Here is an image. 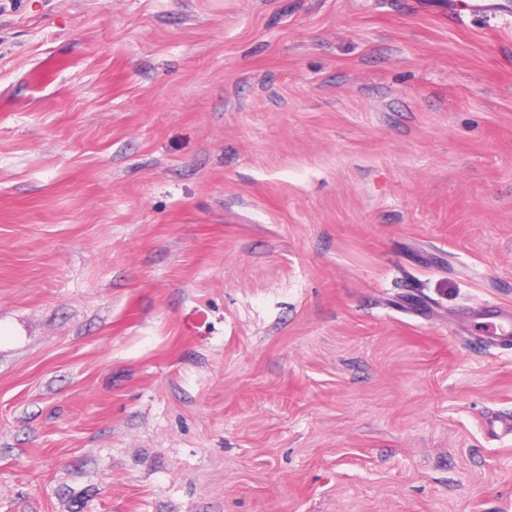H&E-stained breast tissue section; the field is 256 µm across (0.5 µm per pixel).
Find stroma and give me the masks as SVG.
<instances>
[{"label":"stroma","instance_id":"obj_1","mask_svg":"<svg viewBox=\"0 0 512 512\" xmlns=\"http://www.w3.org/2000/svg\"><path fill=\"white\" fill-rule=\"evenodd\" d=\"M0 0V512H512V0Z\"/></svg>","mask_w":512,"mask_h":512}]
</instances>
